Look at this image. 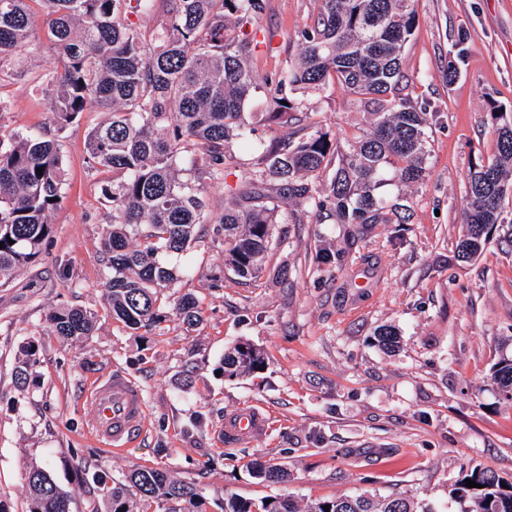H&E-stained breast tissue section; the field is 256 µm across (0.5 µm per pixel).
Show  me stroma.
<instances>
[{"instance_id": "obj_1", "label": "stroma", "mask_w": 512, "mask_h": 512, "mask_svg": "<svg viewBox=\"0 0 512 512\" xmlns=\"http://www.w3.org/2000/svg\"><path fill=\"white\" fill-rule=\"evenodd\" d=\"M263 3L248 61L258 80L245 105L252 139L230 140L223 177L201 186L216 216L225 188L239 186L263 144L295 129L263 120V79L297 53L319 0ZM414 9L403 71L410 96L431 115L426 175L412 184L391 177L379 190L387 203L408 206L410 223L375 224L354 238L349 225L284 201L257 286L237 283L223 245L205 231L183 254L164 255L177 275L163 291L166 318L141 336L106 308L102 232L112 205L101 191L106 175L86 148L103 113L54 125L38 80L57 58L49 46L29 56L23 73L0 76V97L11 104L0 132L35 129L56 140L67 183L42 254L0 288V512H28L26 473L46 462L72 494L74 512H89L78 453L90 449L93 470L109 478L158 467L196 485L207 512H221L228 494H288L307 505L394 492L435 512H459L449 492L464 468L481 465L512 480V402L491 380L494 364L512 357V193L485 250L468 262L457 256L470 173L495 155L490 111L512 113V0H415ZM289 96L341 152L366 123L341 85ZM323 247L339 253L336 266H318ZM282 268L287 278L278 277ZM187 292L201 309L191 329L175 309ZM64 307L96 313L92 336L67 342L52 332L46 317ZM382 325L400 331L396 352L374 343ZM241 341L263 351L264 366L221 375L225 349ZM31 344L37 362L21 385L15 374ZM116 373L140 385L146 431L125 452L107 455L81 407L94 382ZM245 409L266 418V432L227 441L225 419ZM258 463L287 467L290 481L256 478Z\"/></svg>"}]
</instances>
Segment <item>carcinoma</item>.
Segmentation results:
<instances>
[{
    "mask_svg": "<svg viewBox=\"0 0 512 512\" xmlns=\"http://www.w3.org/2000/svg\"><path fill=\"white\" fill-rule=\"evenodd\" d=\"M262 0H167L161 32L146 38L127 21L130 11L153 14V0H0V71L48 42L57 65L45 71L53 122L64 127L81 113L97 109L108 118L87 136L93 162L112 172L102 185L112 202V224L102 244L107 255L106 301L112 317L132 330H150L166 318L160 292L175 273L159 255L182 253L200 227L214 225L224 245V265L236 278L256 283L265 271L280 203L296 197L318 215L358 232L372 224H405L408 216L387 206L376 190L385 168L403 183L425 176L428 113L402 95V55L416 23L414 0H319L313 24L299 34V53L288 67L265 77L268 119L294 109L288 91L323 90L340 82L364 104L367 125L354 134L351 150L339 155L326 134L301 128L278 138L245 172L246 190H230L219 219L201 195L204 179L224 175V143L246 135L245 103L255 89L247 61L256 47L255 22ZM289 105H284V102ZM497 152L469 178L463 207L465 234L458 244L464 261L478 255L497 225L502 201L512 189V125L496 117ZM192 148L188 168L181 153ZM43 168V174L37 169ZM333 168L330 181L317 186L307 177ZM65 197L63 160L55 142L42 133L16 131L0 138V286L37 260L52 233L49 217ZM183 321H198L196 296L178 301ZM56 335L69 340L92 334L96 314L81 307L49 313ZM375 340L386 350L399 347L392 326ZM261 350L238 342L224 352V375L240 377L262 368ZM493 379L512 388V358L496 364ZM255 476L288 481L275 465ZM480 484L466 487L465 479ZM155 512H206L197 486L171 478L168 471L137 467L125 476ZM108 512H135L120 484L96 477ZM29 512H72L71 496L49 469L27 474ZM460 512H512V482L492 470L463 471L451 490ZM330 506L326 511L323 506ZM224 512H300L289 496L265 499L224 497ZM307 512H433L400 494L343 495L318 501Z\"/></svg>",
    "mask_w": 512,
    "mask_h": 512,
    "instance_id": "cac0c4a2",
    "label": "carcinoma"
}]
</instances>
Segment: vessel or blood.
Wrapping results in <instances>:
<instances>
[{
  "label": "vessel or blood",
  "mask_w": 512,
  "mask_h": 512,
  "mask_svg": "<svg viewBox=\"0 0 512 512\" xmlns=\"http://www.w3.org/2000/svg\"><path fill=\"white\" fill-rule=\"evenodd\" d=\"M84 413L92 436L111 453L123 452L144 432L142 392L122 376L95 385L85 397ZM265 428V418L251 410L230 417L224 424L226 433L239 439L259 435Z\"/></svg>",
  "instance_id": "vessel-or-blood-1"
}]
</instances>
